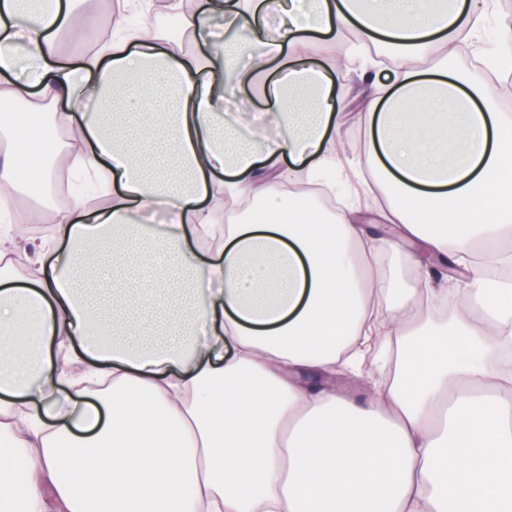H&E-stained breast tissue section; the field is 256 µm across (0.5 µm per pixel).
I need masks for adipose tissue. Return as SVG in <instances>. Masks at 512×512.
Wrapping results in <instances>:
<instances>
[{"label":"adipose tissue","instance_id":"1","mask_svg":"<svg viewBox=\"0 0 512 512\" xmlns=\"http://www.w3.org/2000/svg\"><path fill=\"white\" fill-rule=\"evenodd\" d=\"M79 2L0 0V92L30 111L0 114V191L55 187L60 129L111 186L101 208L74 197L49 218L11 216L54 224L27 277L0 233V450L18 461L0 472V512H512V370L498 365L512 342V118L494 84L450 66L496 0H203L181 18L204 46L192 59L139 11L66 62ZM219 18L233 41L213 40ZM349 32L388 51L387 99L334 95L365 64L312 63L316 37ZM22 55L35 81L16 78ZM244 84L272 116L245 131L227 112ZM352 105L361 160L345 167ZM326 170L381 204L322 214L310 184ZM419 212L460 230L429 232ZM99 241L114 275L92 278L91 304L72 272ZM397 245L461 272L439 282L412 264L414 288L394 299L383 259ZM452 291L458 349L424 345ZM392 339L390 383L364 403L336 389L339 366ZM309 370L326 386H305Z\"/></svg>","mask_w":512,"mask_h":512}]
</instances>
